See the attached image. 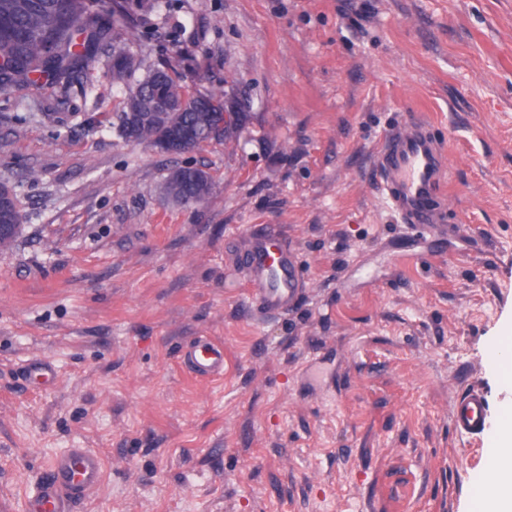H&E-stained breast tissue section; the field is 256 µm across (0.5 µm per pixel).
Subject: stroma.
Instances as JSON below:
<instances>
[{"label": "stroma", "instance_id": "35a3bbf8", "mask_svg": "<svg viewBox=\"0 0 512 512\" xmlns=\"http://www.w3.org/2000/svg\"><path fill=\"white\" fill-rule=\"evenodd\" d=\"M121 49L238 124L170 155L112 127L126 86L0 94V512L53 457L98 451L79 512H472L489 443L452 425L467 383L512 404L487 346L512 337V0H127ZM425 117L449 157L448 231L403 224L375 177ZM191 161L200 204L161 187ZM284 233L306 282L259 320L247 231ZM199 336L224 376L181 362ZM50 360L37 390L27 366ZM9 191L5 189L0 198V236L7 233L11 234L16 229L17 224H22V216L16 198Z\"/></svg>", "mask_w": 512, "mask_h": 512}]
</instances>
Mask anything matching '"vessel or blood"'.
Listing matches in <instances>:
<instances>
[{"mask_svg": "<svg viewBox=\"0 0 512 512\" xmlns=\"http://www.w3.org/2000/svg\"><path fill=\"white\" fill-rule=\"evenodd\" d=\"M447 154L427 120L416 118L397 127L378 148L374 172L391 207L403 223L443 232L446 216L437 204L445 192ZM246 292L253 308L267 314L285 312L302 295L300 276L287 241L268 227L252 226L244 255ZM185 368L200 377L224 374V348L208 337L197 338L182 354ZM490 401L485 389L467 385L453 405V423L468 439L484 438L489 430ZM104 478L103 458L88 448L56 456L27 512H74L76 505Z\"/></svg>", "mask_w": 512, "mask_h": 512, "instance_id": "1", "label": "vessel or blood"}]
</instances>
